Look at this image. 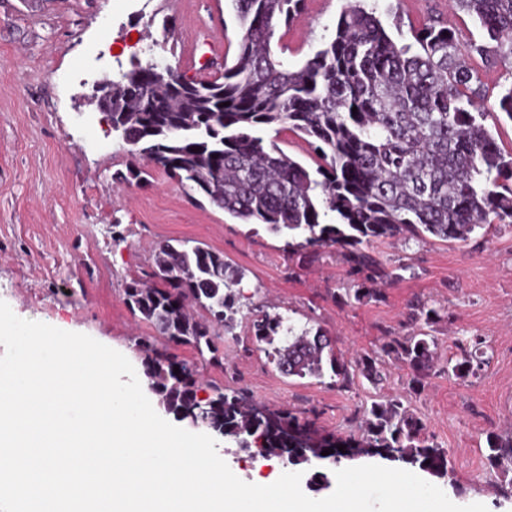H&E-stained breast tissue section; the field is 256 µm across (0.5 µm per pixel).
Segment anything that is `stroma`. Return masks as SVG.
<instances>
[{"mask_svg":"<svg viewBox=\"0 0 512 512\" xmlns=\"http://www.w3.org/2000/svg\"><path fill=\"white\" fill-rule=\"evenodd\" d=\"M346 0H306L303 13L280 29L274 50L300 67L333 37ZM395 41L429 18L479 37L448 0H365ZM240 32L230 0H0V301L20 318L82 333L121 352L136 372L144 354L135 339L152 328L125 303V288L150 272L165 240L199 241L244 273L251 307L271 303L295 329L321 328L350 356L379 354L387 337L414 329L412 304L438 309L428 332L438 342L436 373L421 392L408 368L380 356L379 386L359 381L339 389L282 376L253 341L250 317L222 337L219 366L203 378L242 389L272 408L316 412L319 425L341 437L355 433L363 408L397 395L448 451L449 473L435 484L458 505L512 512V479L488 467L489 432L512 434V227L491 225L465 242L402 237L373 249L400 278L383 299L336 296L356 283L335 249L312 256L286 253V235L231 218L166 172L148 184H117L133 160L87 96L92 85L132 63L171 66L189 79H214L216 55L234 54ZM460 336L483 341L484 364L462 381L448 373ZM231 471L248 483L279 473L277 457L216 444Z\"/></svg>","mask_w":512,"mask_h":512,"instance_id":"stroma-1","label":"stroma"}]
</instances>
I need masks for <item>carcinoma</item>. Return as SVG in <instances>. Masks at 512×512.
<instances>
[{"label":"carcinoma","instance_id":"1","mask_svg":"<svg viewBox=\"0 0 512 512\" xmlns=\"http://www.w3.org/2000/svg\"><path fill=\"white\" fill-rule=\"evenodd\" d=\"M230 2L240 39L221 79L186 81L149 62L112 77V114L105 118L117 141L142 161L116 179L142 182L161 169L232 217L288 234L290 251L338 250L359 281L357 302L381 298L376 284L399 278L375 254L374 242L427 234L465 242L489 224H512V152L501 149L485 124L498 112L512 120V86L493 106L481 105V80L470 66L478 57L512 68V0H454L482 38L461 43L454 28L430 19L411 30L412 45L394 41L360 0H349L334 37L297 69L277 59L273 43L305 0ZM272 125L308 140L321 159L317 168L258 135ZM329 212L337 223H322ZM242 279L221 253L188 240L162 241L151 272L126 288V303L167 346H190L201 363L219 366L217 342L236 325L234 288ZM411 317L431 325L441 315L418 304ZM252 329L285 377L320 381L329 370L331 385L340 389L358 376L381 380L374 357L345 358L320 328L297 334L280 314L259 310ZM481 344L474 336L456 339L448 370L459 379L477 375ZM136 345L169 412L262 457L300 465L380 455L435 477L448 474L446 451L398 396L365 409L360 435L346 439L341 452L336 436L315 419L287 408L260 410L242 390L210 386L202 397L195 369L153 354L149 336ZM436 350V337L422 330L381 346L408 367L415 391L427 384ZM327 448L333 453L321 455ZM486 452L491 467L512 470L511 434L488 433Z\"/></svg>","mask_w":512,"mask_h":512}]
</instances>
